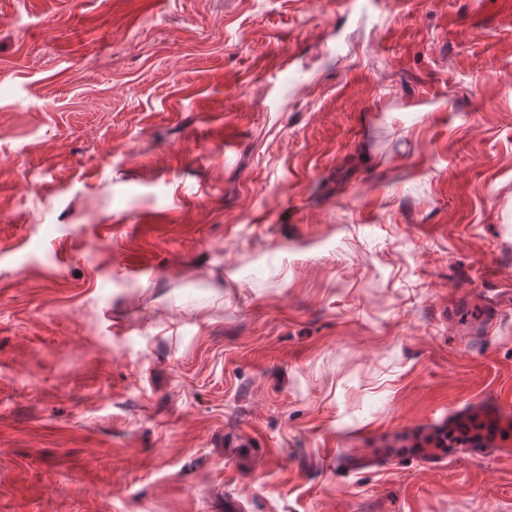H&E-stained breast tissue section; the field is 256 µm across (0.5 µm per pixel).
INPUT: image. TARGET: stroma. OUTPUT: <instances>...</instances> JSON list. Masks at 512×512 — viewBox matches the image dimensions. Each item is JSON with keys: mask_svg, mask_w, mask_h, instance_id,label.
Returning a JSON list of instances; mask_svg holds the SVG:
<instances>
[{"mask_svg": "<svg viewBox=\"0 0 512 512\" xmlns=\"http://www.w3.org/2000/svg\"><path fill=\"white\" fill-rule=\"evenodd\" d=\"M470 398L512 0H0V512H512Z\"/></svg>", "mask_w": 512, "mask_h": 512, "instance_id": "obj_1", "label": "stroma"}]
</instances>
